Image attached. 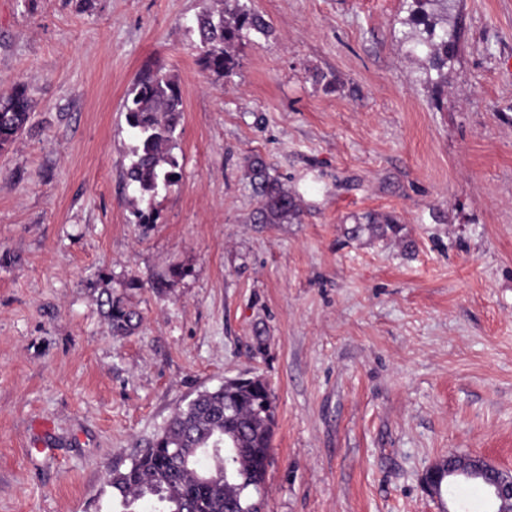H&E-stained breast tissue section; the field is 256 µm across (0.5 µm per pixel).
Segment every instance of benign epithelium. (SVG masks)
<instances>
[{
    "instance_id": "benign-epithelium-1",
    "label": "benign epithelium",
    "mask_w": 512,
    "mask_h": 512,
    "mask_svg": "<svg viewBox=\"0 0 512 512\" xmlns=\"http://www.w3.org/2000/svg\"><path fill=\"white\" fill-rule=\"evenodd\" d=\"M461 477L477 478L485 486L486 494L494 504L491 512H512V471L498 467L484 455L450 454L433 462L421 477L426 493L440 498L437 488L445 480Z\"/></svg>"
}]
</instances>
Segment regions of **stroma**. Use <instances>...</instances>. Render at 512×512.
Segmentation results:
<instances>
[{
  "instance_id": "obj_1",
  "label": "stroma",
  "mask_w": 512,
  "mask_h": 512,
  "mask_svg": "<svg viewBox=\"0 0 512 512\" xmlns=\"http://www.w3.org/2000/svg\"><path fill=\"white\" fill-rule=\"evenodd\" d=\"M213 2L0 0V96L33 101L0 152V512H112V470L179 404L253 376L276 405L265 512H487L421 476L451 453L512 468V0H457L440 89L403 37L413 0H241L269 32L223 77L192 30ZM147 65L183 119L144 228L123 104ZM255 155L297 218L251 223ZM100 306L103 308V314L108 321L112 335H130L140 323V315L137 311L124 306L120 301L113 300L112 296H107L105 300H102Z\"/></svg>"
}]
</instances>
